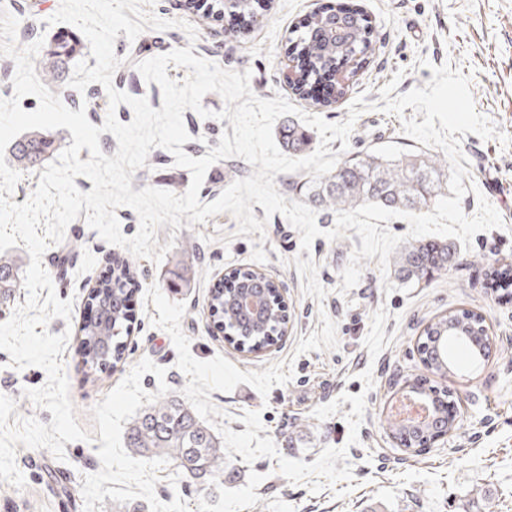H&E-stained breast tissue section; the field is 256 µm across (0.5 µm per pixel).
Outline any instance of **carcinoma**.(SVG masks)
Listing matches in <instances>:
<instances>
[{"mask_svg":"<svg viewBox=\"0 0 512 512\" xmlns=\"http://www.w3.org/2000/svg\"><path fill=\"white\" fill-rule=\"evenodd\" d=\"M217 10L231 24L254 15L259 0H214ZM347 23L346 35L337 40L331 29L337 19ZM373 27L360 9L343 3H329L291 32L289 54L295 62V79L291 88L298 96L328 106L345 95L338 85L333 96L318 95L321 85L333 80L336 70L344 65L356 71L363 67L372 45ZM78 41L72 34L58 35L46 51L41 77L49 83L59 81L63 65L76 52ZM280 141L292 152H304L311 144L307 130L294 124L281 128ZM54 141L40 131H32L16 141L12 155L16 165L27 171L41 169ZM448 188L445 165L425 151L387 158L376 152H366L347 159L336 169L322 176L317 183L308 182L305 197L316 209L344 210L365 202H375L391 210L422 211ZM455 250L445 242L419 241L406 246L396 269L404 282L420 281L448 269ZM112 275L91 288L87 302L97 310V316L79 328L80 348L84 365L96 372L117 367L125 360L124 335L130 332L134 320L130 307L133 290L132 262L119 255L110 257ZM18 285L15 261L0 255V302L14 297ZM253 294L265 309L254 320L239 307L238 299ZM209 309L224 339L237 349L253 353L267 348L280 339L286 327L288 308L283 304L277 285L250 268H237L209 292ZM469 338L480 336L479 355L485 357L490 341L476 312L458 309L430 323L420 342L423 363L432 372L446 374L457 368L448 354L450 333ZM435 414L422 427L418 439L423 441L436 433L455 427L443 401L434 402ZM127 447L150 457H166L194 478L224 477V445L211 428L196 415L192 405L165 396L139 413L126 432Z\"/></svg>","mask_w":512,"mask_h":512,"instance_id":"carcinoma-1","label":"carcinoma"}]
</instances>
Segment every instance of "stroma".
<instances>
[{"label":"stroma","instance_id":"1","mask_svg":"<svg viewBox=\"0 0 512 512\" xmlns=\"http://www.w3.org/2000/svg\"><path fill=\"white\" fill-rule=\"evenodd\" d=\"M323 2L266 0L252 22L234 31L225 22L187 11L179 0H154L151 13L174 21L175 26L145 30L132 41L118 35L114 50L121 64L113 86L161 109L159 85L146 82L136 64L188 47L193 55L224 69L250 72V87L257 97H284L301 111L331 123L347 120L351 102L365 95L370 110L359 115L348 142L334 140L330 149H343L351 156L371 150L392 158L421 150L422 145L402 133L401 120L412 117V108H405L400 118L377 110L381 88L393 80L400 94L424 87L432 78L431 66L448 63L469 78L477 112L499 132L512 136V0H345L371 18L374 51L363 69L350 75L344 97L328 106L300 99L284 78L291 30ZM60 4L61 0H0V9L18 19L16 44L22 48L39 39H53L58 27L50 18ZM180 20L195 27L196 40L177 28ZM51 91L71 110H85L93 125L103 124L108 97L101 84H90L80 92L63 79ZM183 121L190 139L182 149L195 158L217 147L223 132L232 128L230 120L205 119L189 109ZM460 148L469 169L463 180L467 188L461 201L464 213L477 212L475 192L492 181L500 190L489 201L503 225L477 233L470 245L456 244L455 262L447 272L428 280L403 282L395 274H382L377 259L364 258L358 284L348 294H340L341 272L354 249L362 245L355 229L335 241L316 237L305 252L299 232L287 219L278 213L266 216L257 204L253 213L266 222L261 234L237 235V221L227 212L187 228L160 227L157 242L169 250L161 262L136 261L135 321L124 363L106 373L90 372L82 363L77 338L68 339L61 364L78 423L91 428V408L142 359L165 369L164 381L171 394H179L185 386L187 378L176 366L173 341L167 331L153 325L157 311L145 300L147 289L155 284L166 298L185 304L181 326L196 359L220 355L243 371H262L269 364L293 360L290 382L273 387L268 396L243 383L230 392H211L213 406L226 415L232 431H245L244 412H260L280 457L311 463L324 448L343 447L354 476L351 489L342 496L334 486L314 494L307 485L289 482L279 473L277 459L267 457L250 464L238 456L225 460L226 474L220 480L196 479L170 464L160 470L155 487L161 502L181 497L190 512H512V298L491 290L486 276L490 266L512 264V149H502L497 139L483 140L471 133L462 138ZM253 171V166L237 157L214 163L199 191L200 201H214L231 183ZM190 181L189 170L176 166L169 151L155 148L145 167L134 173L131 186L136 191L150 186L180 195ZM71 242L78 243L80 250L63 271L58 258ZM190 244L196 247L193 271L179 282L175 275ZM116 251L82 217L67 226L61 243L49 246L43 266L59 299L72 303L70 320L52 319L50 333L78 329L87 313V294L108 275L109 257ZM298 258L317 264L318 280L327 291L323 301L303 294L294 264ZM238 267L253 268L276 280L288 304V325L281 341L257 354L229 345L208 311L212 285ZM388 281L394 286L389 293L384 290ZM381 308L389 314L384 332L390 342L373 359L363 341L372 314ZM462 308L484 316L492 343L488 360L468 364L466 352L459 348L455 357L462 369L445 376L429 373L418 352L424 329L434 316ZM325 316L337 324V348L295 355L298 339L321 331ZM368 368L374 379L369 389L359 378ZM419 379L450 392L458 404V416L455 429L445 438L411 455L399 447L386 420L392 402L408 394L412 382ZM46 380L44 369H15L9 354L0 350V394L16 400L19 417L51 423V413L23 395ZM344 393L366 396L359 441L353 445L348 442L344 418L351 403L341 402L338 414L323 421L312 415L317 406L339 400ZM97 450V444L73 441L59 459L49 450L17 445L15 461L25 486L18 489L0 482V512H83L84 478L101 468Z\"/></svg>","mask_w":512,"mask_h":512}]
</instances>
